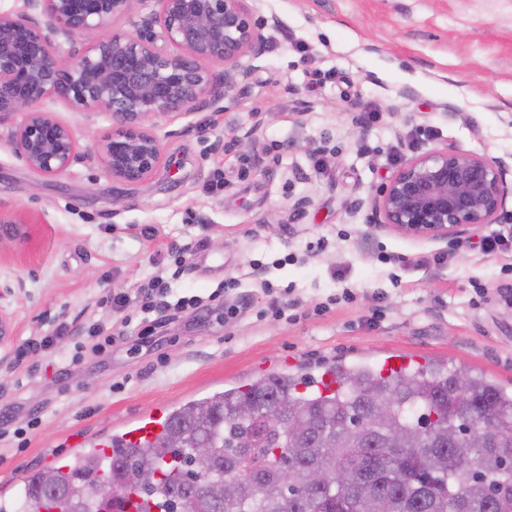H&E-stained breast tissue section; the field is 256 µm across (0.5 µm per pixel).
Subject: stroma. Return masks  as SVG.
Masks as SVG:
<instances>
[{
  "mask_svg": "<svg viewBox=\"0 0 512 512\" xmlns=\"http://www.w3.org/2000/svg\"><path fill=\"white\" fill-rule=\"evenodd\" d=\"M260 12L282 25L265 29L248 89L219 116L154 119L164 161L142 184L82 161L37 174L9 141L11 121L0 123V209L34 220L30 243H0V285L25 283L0 298L14 329L0 349V496L15 499L26 472L79 441L274 372L404 356L512 389V218L450 245L373 231L351 208L407 156L450 147L512 158V0H261ZM43 107L84 149L110 125L92 107ZM218 140L224 150L212 152ZM488 237L505 248L484 252ZM155 274L200 305L146 318L130 308L125 340L67 343L78 357L63 372L42 352L16 361L59 322L112 324L113 293ZM231 279L241 288L223 291ZM231 304L240 312L228 319ZM34 414L40 426L15 436Z\"/></svg>",
  "mask_w": 512,
  "mask_h": 512,
  "instance_id": "obj_1",
  "label": "stroma"
}]
</instances>
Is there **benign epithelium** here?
<instances>
[{"label": "benign epithelium", "mask_w": 512, "mask_h": 512, "mask_svg": "<svg viewBox=\"0 0 512 512\" xmlns=\"http://www.w3.org/2000/svg\"><path fill=\"white\" fill-rule=\"evenodd\" d=\"M21 9L0 12V124L22 115L9 138L32 171L58 177L82 159L123 185L147 181L162 165L164 150L152 120H173L199 107L217 114L224 101L245 89L251 60L263 51L266 28L278 17L260 14L257 0H150L133 30L104 26L132 13L136 0H21ZM79 49L65 50L75 37ZM162 44H157V41ZM218 65V73L211 66ZM49 98L91 105L110 116L98 144L80 151L75 129L40 109ZM512 165L443 147L404 159L377 190L353 202L366 210L374 231L403 237L455 241L480 224H495L512 196ZM31 220L0 210V242L29 237ZM372 421L394 402L371 394ZM498 429L487 418L459 435L462 442H489ZM285 478L316 488L335 479L322 468Z\"/></svg>", "instance_id": "obj_1"}]
</instances>
